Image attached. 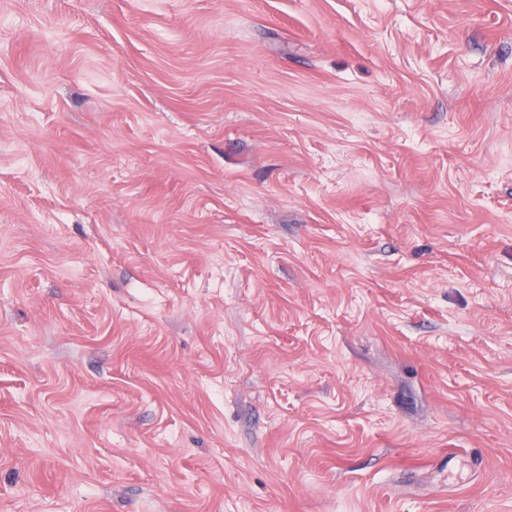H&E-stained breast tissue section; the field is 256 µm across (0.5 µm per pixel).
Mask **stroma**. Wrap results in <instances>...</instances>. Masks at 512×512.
Masks as SVG:
<instances>
[{"mask_svg":"<svg viewBox=\"0 0 512 512\" xmlns=\"http://www.w3.org/2000/svg\"><path fill=\"white\" fill-rule=\"evenodd\" d=\"M0 512H512V0H0Z\"/></svg>","mask_w":512,"mask_h":512,"instance_id":"35a3bbf8","label":"stroma"}]
</instances>
